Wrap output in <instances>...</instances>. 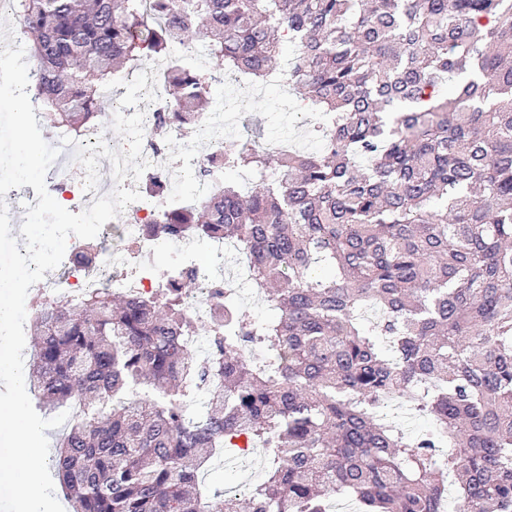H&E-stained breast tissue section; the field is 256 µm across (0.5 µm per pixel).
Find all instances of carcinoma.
Wrapping results in <instances>:
<instances>
[{"label": "carcinoma", "mask_w": 512, "mask_h": 512, "mask_svg": "<svg viewBox=\"0 0 512 512\" xmlns=\"http://www.w3.org/2000/svg\"><path fill=\"white\" fill-rule=\"evenodd\" d=\"M17 17L55 129L95 122L146 57L168 121L196 124L214 72L261 82L287 44L288 84L322 115L319 152L226 142L254 187L214 177L144 228L234 243L274 318L226 283L199 324L186 265L157 293L40 305L30 382L47 411L85 409L53 459L71 512H445L450 476L452 512H512V0H18ZM201 28L207 71L183 57ZM211 381L188 417L177 403ZM395 396L433 429L396 430ZM250 447L264 479L212 505L201 468Z\"/></svg>", "instance_id": "obj_1"}]
</instances>
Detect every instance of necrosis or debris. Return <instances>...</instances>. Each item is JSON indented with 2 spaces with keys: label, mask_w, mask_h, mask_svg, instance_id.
<instances>
[{
  "label": "necrosis or debris",
  "mask_w": 512,
  "mask_h": 512,
  "mask_svg": "<svg viewBox=\"0 0 512 512\" xmlns=\"http://www.w3.org/2000/svg\"><path fill=\"white\" fill-rule=\"evenodd\" d=\"M172 104L167 98L149 103L145 111L143 155L150 163V170L163 183L160 192L143 194L141 200L128 205L125 218L117 231H100L102 254L98 263L85 264L79 261L81 240L70 237L65 260V274L61 279L49 282L51 300L58 301L76 297L94 289H111L121 293H149L163 287L169 281L168 273H156L155 256L163 251L174 252L182 264H195V247L192 239L171 237L157 240L143 232L145 224L151 223L158 215L182 204L183 199L177 189L178 180L198 177L203 170L224 167V150L221 145H213L208 153H200L196 147H189L188 154L176 163H168L165 142L174 133L173 128L161 125L159 118ZM84 170L73 169L66 160L53 162L51 166L50 189L57 200L66 207L78 212L91 206L99 196L111 193L114 183H98L96 190L83 189ZM134 242L139 252L141 271L136 276L123 272L125 244Z\"/></svg>",
  "instance_id": "obj_1"
}]
</instances>
